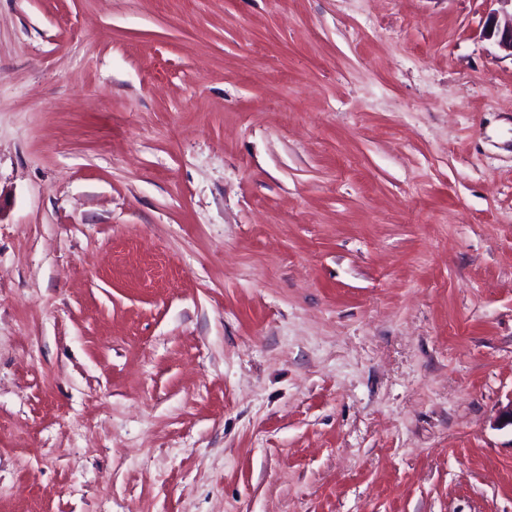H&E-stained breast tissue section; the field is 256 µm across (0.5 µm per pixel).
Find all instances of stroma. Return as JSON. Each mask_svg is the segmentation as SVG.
<instances>
[{
    "instance_id": "35a3bbf8",
    "label": "stroma",
    "mask_w": 512,
    "mask_h": 512,
    "mask_svg": "<svg viewBox=\"0 0 512 512\" xmlns=\"http://www.w3.org/2000/svg\"><path fill=\"white\" fill-rule=\"evenodd\" d=\"M492 0H0V512H512Z\"/></svg>"
}]
</instances>
